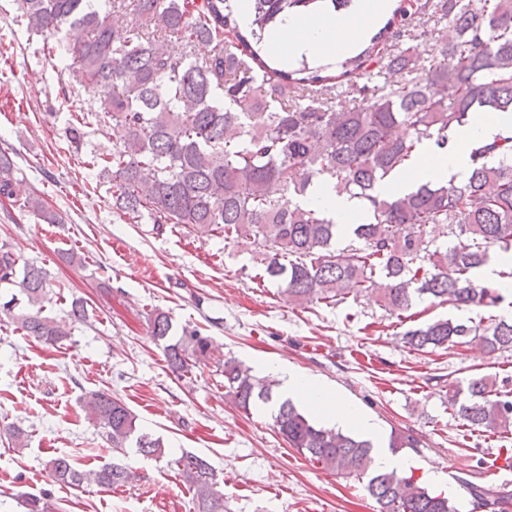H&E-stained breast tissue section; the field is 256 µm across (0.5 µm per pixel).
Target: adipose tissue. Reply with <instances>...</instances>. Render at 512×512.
<instances>
[{"label":"adipose tissue","instance_id":"adipose-tissue-1","mask_svg":"<svg viewBox=\"0 0 512 512\" xmlns=\"http://www.w3.org/2000/svg\"><path fill=\"white\" fill-rule=\"evenodd\" d=\"M388 0H357L343 19L336 20L325 13L291 17L267 41L269 52L277 57L293 60L299 57L322 59L338 48L356 46L358 40L384 13ZM411 171L423 172L437 182H461L470 171L468 153L456 146L439 152L433 146L418 148L410 165ZM306 203L320 207L333 215L339 224L350 223L366 209V203L346 194H336L332 184L321 182L312 186ZM261 372L273 375L280 382L283 397L304 400L309 407L320 410L328 424L357 431L364 438L379 444L381 431L376 422L353 405L336 397L316 379L297 374L280 364H260Z\"/></svg>","mask_w":512,"mask_h":512}]
</instances>
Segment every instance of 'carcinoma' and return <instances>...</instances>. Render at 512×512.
Returning a JSON list of instances; mask_svg holds the SVG:
<instances>
[{"mask_svg": "<svg viewBox=\"0 0 512 512\" xmlns=\"http://www.w3.org/2000/svg\"><path fill=\"white\" fill-rule=\"evenodd\" d=\"M237 0H134L136 19L124 23L112 0H15L16 19L48 39L62 21L79 37L68 49L76 77L99 91L88 111L99 123L124 129L102 172L112 182V206L133 222L148 217L158 232L189 224L224 241L251 238L263 248L260 280H280L292 304L340 303L374 290L391 315L401 316L414 298L455 308L495 309L505 297L477 270L492 250L512 251V136L470 152L471 169L459 184L427 181L401 196L382 198L376 186L408 168L425 142L443 149L449 134L468 125L477 110L512 112V0H400L371 45L328 67L279 69L261 55L267 35L290 15H306L325 0H250L253 19L240 25ZM448 19L450 33L439 55L427 59L411 45L398 55L379 47L393 26L403 29L429 8ZM176 37L175 52L151 28ZM196 43L214 46L202 60L188 57ZM388 71L399 79L378 86ZM345 85L356 95L349 109L311 99L288 106V92ZM14 161L0 150V197L12 198ZM330 180L339 193L368 202L353 221L358 245L336 248L338 224L319 207L301 206L310 187ZM27 207L49 224L57 215L37 197ZM0 286L14 287L0 312L26 335L46 344L67 332L44 315L50 301L45 268L18 267L12 248L0 246ZM151 335L165 342L174 373L207 361L215 348L204 328L185 325L172 334L168 314L150 319ZM421 353L461 349L480 341L489 354L512 351V320L484 326L447 319L427 321L404 333ZM224 388L243 411L273 402L272 384L227 359ZM448 402L471 427L512 431V394L488 376L449 389ZM83 408L92 425L121 454L126 445L160 460L165 445L138 431L136 417L107 390L89 391ZM273 427L310 461L341 474L369 475L365 489L377 512H457L446 497L430 494L413 476L371 471L372 443L316 425L289 400L278 404ZM389 447L418 448L413 434L396 431ZM178 475L192 489L197 512H224L218 476L205 459L184 453ZM46 468L58 482L117 488L130 479L118 463L85 470L68 456ZM26 512H59L43 496L24 500Z\"/></svg>", "mask_w": 512, "mask_h": 512, "instance_id": "carcinoma-1", "label": "carcinoma"}]
</instances>
